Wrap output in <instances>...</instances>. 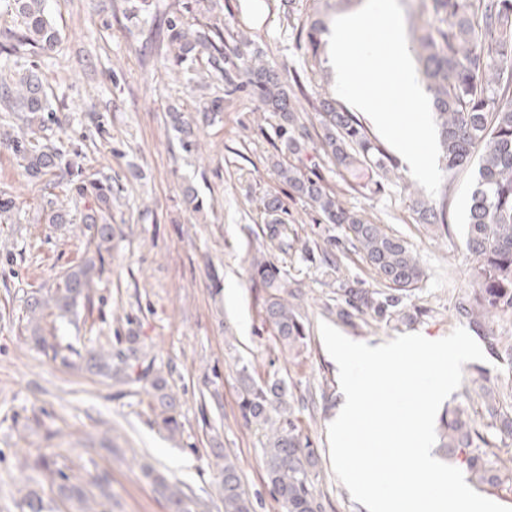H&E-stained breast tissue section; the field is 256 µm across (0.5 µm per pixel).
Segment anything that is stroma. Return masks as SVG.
I'll list each match as a JSON object with an SVG mask.
<instances>
[{
	"label": "stroma",
	"mask_w": 512,
	"mask_h": 512,
	"mask_svg": "<svg viewBox=\"0 0 512 512\" xmlns=\"http://www.w3.org/2000/svg\"><path fill=\"white\" fill-rule=\"evenodd\" d=\"M364 0H60L54 51L26 54L22 64L40 73L54 109L36 132L40 140L76 158L83 177L112 183V247L92 292L91 307L74 321H59L50 339L61 358L25 338V301L55 287L86 255V225L49 224L47 213L73 210L68 186L26 174L0 151V196L12 210L0 215V512H21L22 491L39 459L70 478L107 475L111 500L94 512H168L146 468L189 487L209 512L222 507L214 453L224 450L239 467L253 512H285L266 478L263 437L247 424L238 402L241 363L258 377L286 378L288 397L299 404L303 432L318 453V512H365L335 477L328 426L343 399L338 367L325 350L320 322L375 347L408 333L436 340L459 325L455 305L475 282L466 260L465 224L474 168L444 172L438 193L428 196L396 150L380 191H353L350 176L323 153L276 149L279 119L245 91L227 93L220 75L199 58L197 88L174 62L166 27L216 26L224 50L240 44L260 50L296 100L310 132L320 130L319 102L334 96L329 31L318 54L300 37L312 20L358 11ZM224 109L201 120L206 100ZM183 112L199 145L180 147L170 109ZM293 165L324 185L342 188L345 208L370 217L416 251L425 277L411 295L376 320L364 314L346 321L334 312L345 288L376 289L372 271L348 240L343 225L328 224L305 200L290 195L276 165ZM203 201L194 211L187 188ZM272 196L287 210L285 231L314 247L281 252L264 237V207ZM446 205L448 233L418 223L413 203ZM340 262L323 263L321 251ZM280 268L289 287L301 289L308 344L301 354L283 349L262 322L265 294L251 277L254 257ZM138 339L145 361L161 372L178 399L181 428L159 429L148 382L124 385L80 369L79 354L100 345ZM69 364H62V357ZM481 364L463 366L464 387L483 379L492 391L512 385V358L486 351ZM469 404L480 432L494 449L487 460L496 484L481 495L512 507V438L501 435L481 399L455 391L441 405L448 412Z\"/></svg>",
	"instance_id": "35a3bbf8"
}]
</instances>
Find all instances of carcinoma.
I'll list each match as a JSON object with an SVG mask.
<instances>
[{"mask_svg": "<svg viewBox=\"0 0 512 512\" xmlns=\"http://www.w3.org/2000/svg\"><path fill=\"white\" fill-rule=\"evenodd\" d=\"M13 8L21 19L20 32L12 36L13 43L5 48L15 55L20 48L50 51L59 41L53 21L51 0H13ZM432 10L439 25L418 38L416 55L421 74L432 96L435 118L444 148L443 159L449 171L468 167L475 155H480L477 174L469 201L466 229V250L477 288L466 295L456 308L458 319L467 323L479 336L495 339L490 329L494 319L512 315V61L504 48L512 46V0H432ZM169 42L178 44L176 62H194L205 54L214 70L224 77L230 92L248 89L266 110L280 119V150L300 155L312 148L321 151L336 166L354 174L369 168L381 175L394 169L381 144L372 139L359 119L332 98L319 102L321 133L318 142L309 143L311 134L296 115L294 100L272 67L261 63L259 56L236 52L224 54V37L203 28L185 30L179 20L169 22ZM16 112L26 128L44 125V113L53 111L41 76L31 68L14 63V70L0 78V111ZM173 127L182 134V148L190 152L197 147L189 123L183 113L169 112ZM0 147L12 152L27 174L42 178L61 169L63 156L58 149L40 143L26 133H1ZM66 168H73L68 163ZM277 174L290 192L311 203L328 224H343L347 238L362 261L385 286L380 291L344 289V307L339 315L350 318L369 314L384 318L390 309L414 289L424 277L418 255L400 236L385 231L363 215L345 208L338 192L304 175L293 166H279ZM76 197L92 198L95 206L88 208L83 223L92 235L89 243L96 244L97 257L101 248L112 242V224L107 216L112 210V182L98 179L83 180L75 186ZM271 220L263 234L283 252L294 249L295 240L284 234L286 213L278 198L266 204ZM416 213L422 224L443 222V213L435 207L416 202ZM95 257V258H97ZM95 258L86 257L69 269L56 287L44 297L30 296L26 301L28 341L36 348L59 351L42 335L41 321L54 316L65 319L77 313L82 304H92L91 288L102 273ZM256 286L264 299L263 321L271 327L281 346L298 353L307 345L306 329L299 313L301 293L287 290L281 271L272 263L256 258L252 263ZM119 366L126 383L151 379L149 394L159 409V425L170 433L176 432L179 421L173 413L175 398L168 390V380L143 365L136 337H128V347L112 351L99 347L88 352L86 365L101 373H113ZM239 408L246 421L263 432V462L267 479L286 512H316L317 489L312 469L317 464L316 450L303 436L294 406L288 400V386L277 377L256 380L248 364H242ZM490 413L499 405L512 401V388L485 391L481 394ZM492 442L480 432L466 410L456 408L444 421L443 443L440 450L454 459L478 483L494 482L484 460ZM215 457L224 461L219 468L218 488L224 512H253L252 503L241 487L237 464L221 453ZM56 474L61 482L51 480L49 489L66 505L84 506L98 498H111L110 482L103 476H93L85 483H73L62 471ZM23 497L25 512H44V499L39 487L43 482L30 478ZM154 483L165 498L169 512H193L192 496L178 485H172L160 475Z\"/></svg>", "mask_w": 512, "mask_h": 512, "instance_id": "cac0c4a2", "label": "carcinoma"}]
</instances>
